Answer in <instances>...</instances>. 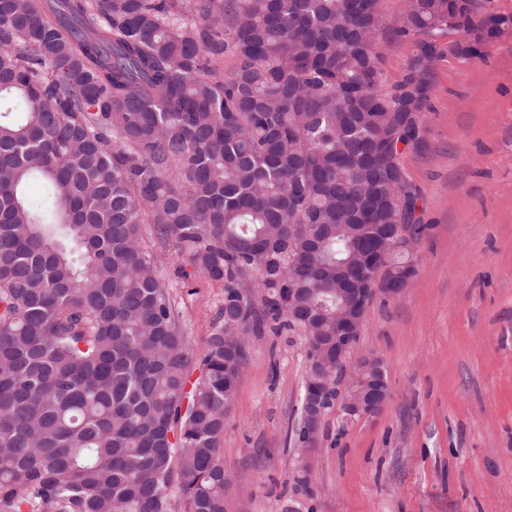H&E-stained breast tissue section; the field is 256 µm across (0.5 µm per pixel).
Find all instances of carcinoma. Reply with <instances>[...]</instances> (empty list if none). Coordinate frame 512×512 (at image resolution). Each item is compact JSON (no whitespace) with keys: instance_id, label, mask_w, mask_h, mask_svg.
I'll list each match as a JSON object with an SVG mask.
<instances>
[{"instance_id":"1","label":"carcinoma","mask_w":512,"mask_h":512,"mask_svg":"<svg viewBox=\"0 0 512 512\" xmlns=\"http://www.w3.org/2000/svg\"><path fill=\"white\" fill-rule=\"evenodd\" d=\"M384 28L380 0H0V512H224L243 336L336 335L374 226L415 221L427 87L382 92ZM472 28L470 0L396 25L418 59ZM144 224L224 283L200 356Z\"/></svg>"}]
</instances>
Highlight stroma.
Here are the masks:
<instances>
[{
	"instance_id": "obj_1",
	"label": "stroma",
	"mask_w": 512,
	"mask_h": 512,
	"mask_svg": "<svg viewBox=\"0 0 512 512\" xmlns=\"http://www.w3.org/2000/svg\"><path fill=\"white\" fill-rule=\"evenodd\" d=\"M381 88L413 65L393 24L409 0H382ZM506 17L479 57L440 45L417 140L400 166L417 193L415 273L369 306L351 357L385 368L375 413L325 417L307 460L297 422L307 370L296 334L246 336L221 458L224 512H512V0H472L475 27ZM146 247L204 353L224 286L179 271L144 225Z\"/></svg>"
}]
</instances>
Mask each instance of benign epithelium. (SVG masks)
I'll list each match as a JSON object with an SVG mask.
<instances>
[{"label":"benign epithelium","instance_id":"obj_1","mask_svg":"<svg viewBox=\"0 0 512 512\" xmlns=\"http://www.w3.org/2000/svg\"><path fill=\"white\" fill-rule=\"evenodd\" d=\"M415 238L409 234V226L398 224L396 228L383 230L371 253V258L361 269L357 287L352 289L353 308L345 313L336 311V363H322L320 337H306L307 370L312 375L307 384L304 408L300 411L299 451L307 458L313 451L320 432L326 406L341 405L349 417L364 416L378 410L388 397V386L381 363L376 359H364L350 365V355L358 338L367 309L379 293L397 296L407 282H392L395 274L391 257L398 253H412Z\"/></svg>","mask_w":512,"mask_h":512}]
</instances>
